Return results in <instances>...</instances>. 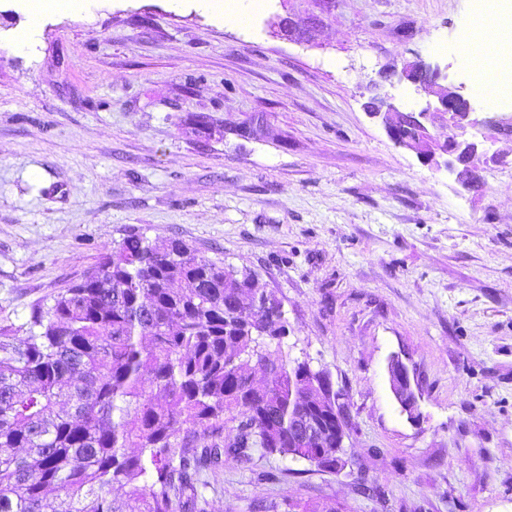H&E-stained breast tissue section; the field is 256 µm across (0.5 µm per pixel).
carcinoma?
I'll return each mask as SVG.
<instances>
[{"label":"carcinoma","instance_id":"obj_1","mask_svg":"<svg viewBox=\"0 0 512 512\" xmlns=\"http://www.w3.org/2000/svg\"><path fill=\"white\" fill-rule=\"evenodd\" d=\"M287 334L251 271L129 233L26 325L0 327V512H201L202 474L226 454L336 471L288 447L310 379L259 342Z\"/></svg>","mask_w":512,"mask_h":512}]
</instances>
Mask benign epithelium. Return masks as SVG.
<instances>
[{
    "label": "benign epithelium",
    "mask_w": 512,
    "mask_h": 512,
    "mask_svg": "<svg viewBox=\"0 0 512 512\" xmlns=\"http://www.w3.org/2000/svg\"><path fill=\"white\" fill-rule=\"evenodd\" d=\"M385 80L393 84L409 82L416 91L431 96L426 106L419 111H405L393 102V98L379 96L375 106L367 114L377 120L387 136L398 146L416 154L419 160L445 169L457 175L465 185H474L481 180L478 144L463 138L466 127H488L497 134L512 133V114L480 116L474 112L471 99L463 93V86L448 81V68L438 63L418 59L405 62L401 68L390 70ZM448 126V140L441 143L431 134L429 127L435 124ZM389 384L401 411L415 420L418 412V385L411 380L410 370L402 359L395 355L388 362ZM297 441L313 452L325 457L332 450H341L348 435V421L336 416V438H331L319 422L307 415L297 417Z\"/></svg>",
    "instance_id": "obj_1"
}]
</instances>
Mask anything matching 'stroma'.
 <instances>
[{"instance_id": "obj_1", "label": "stroma", "mask_w": 512, "mask_h": 512, "mask_svg": "<svg viewBox=\"0 0 512 512\" xmlns=\"http://www.w3.org/2000/svg\"><path fill=\"white\" fill-rule=\"evenodd\" d=\"M472 2L266 0L243 29L200 0H88L44 12L19 50L26 0H0V326L136 229L251 269L289 357L340 393L346 468L229 457L206 512H512V136L468 129L488 159L470 189L365 110L383 70L419 57L485 111L458 51ZM360 472L384 497L356 491ZM387 372L391 391L401 411L411 420H416L419 417V389L417 384L412 383L408 366L395 355L388 362Z\"/></svg>"}]
</instances>
